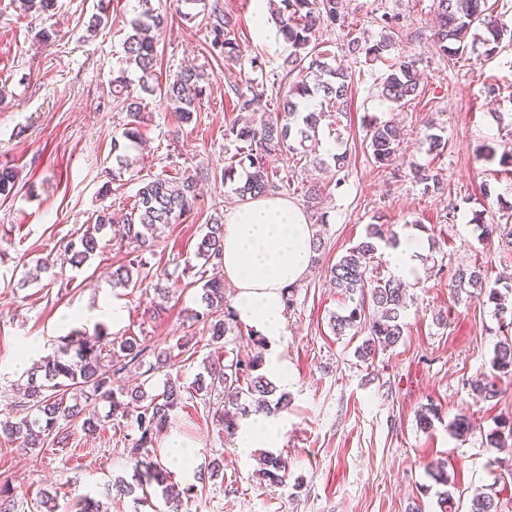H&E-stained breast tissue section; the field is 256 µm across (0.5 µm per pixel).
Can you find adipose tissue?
<instances>
[{
    "instance_id": "obj_1",
    "label": "adipose tissue",
    "mask_w": 512,
    "mask_h": 512,
    "mask_svg": "<svg viewBox=\"0 0 512 512\" xmlns=\"http://www.w3.org/2000/svg\"><path fill=\"white\" fill-rule=\"evenodd\" d=\"M426 247L420 235H402L387 253L396 275L413 280ZM312 256V226L288 200L262 196L235 210L224 226L221 266L235 290L233 309L238 322L270 342L285 335L283 293L306 276ZM280 426L279 418L253 417L237 429L236 446L243 451L274 447Z\"/></svg>"
}]
</instances>
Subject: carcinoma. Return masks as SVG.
<instances>
[{"instance_id":"carcinoma-1","label":"carcinoma","mask_w":512,"mask_h":512,"mask_svg":"<svg viewBox=\"0 0 512 512\" xmlns=\"http://www.w3.org/2000/svg\"><path fill=\"white\" fill-rule=\"evenodd\" d=\"M276 18L278 32L288 44V55L283 59L285 71L283 86L278 88L277 107L270 113L262 110L264 82L253 78L246 83V89H235L234 108L250 112L254 118L240 125L231 122L225 126L224 139L240 144L241 157L224 166V178L232 179L236 167H246L245 179L235 188L243 201L268 194L276 188L270 167L272 158L291 153L305 147V143L316 139L320 122L318 109L332 106L343 111L347 94L354 80L353 73L330 62L328 51H318L312 46L316 32L322 26L344 25L345 15L340 11V0H269ZM24 11L48 15L56 10L57 0H22ZM434 15L437 26L433 29V40L441 51L450 58L464 52L467 37H472L486 47L490 56L496 53L499 44L508 33L505 14L489 0H434ZM130 21L132 33L124 43L125 63L138 73L137 82L121 74L112 78L113 91L125 96L127 122L122 137L131 145L141 140L139 126L141 100L143 96L157 95L166 107L178 114L185 123L192 120L197 106L206 92L204 72L192 68L180 69L159 83L156 74L158 65V43L165 27V17L152 7L151 0H137ZM211 36L210 46L224 57L227 63L241 61V50L233 35L228 14L214 4L206 21ZM347 50L365 60L382 62L387 73L379 83L378 97L398 107L420 95L419 77L415 61L392 54L393 36L386 34L373 44L346 32ZM369 147L375 163L384 167L396 158L403 140L399 126L391 122L370 120L367 126ZM115 166L112 178L121 176L131 169L133 161L127 153H119V144L113 143ZM418 181L424 189L440 191L444 183L431 168L415 169ZM198 177L194 174L181 176L162 175L141 179L137 201L125 217L127 241L139 251L154 246L159 230L180 220L189 213L197 200ZM112 223L110 213L101 211L95 224L81 235L69 239L64 251L75 266L81 265L99 248V234ZM392 239L382 224H368L364 237L341 256L328 269V281L340 296L360 300L344 313L330 319L332 331L337 335L360 325L368 329L360 354L367 358L378 349L396 345L406 329L405 317L408 296L400 280L392 276H381L377 254L381 243ZM224 248V224L220 219L206 225V232L197 245L195 257L206 265H216ZM154 274L143 271V265L131 260L129 265L120 266L113 272V280L124 287L140 286ZM202 301L205 309L193 314L195 322L202 324L210 333L207 345H220L224 336L237 325L232 308L224 304L223 281L211 278L203 285ZM454 290L469 297H486L495 305L496 313L503 317L512 314V307L506 303L512 295V285L505 282L503 288L487 286L482 266L459 269L455 273ZM370 303H365V297ZM60 354L41 358L27 371L28 382L23 401L19 402L24 416L15 421H0V432L19 442V447L29 453L44 445V437L54 433L57 443L67 442L69 433L61 423L82 420V427L95 432L101 426V417L92 404L102 400L109 404L111 416L131 421L130 432L123 434L131 458L135 461L134 480L136 485H123L119 492L125 494L140 489L155 487L167 504L175 506L183 499L190 498L194 487L181 488L171 481L169 472L150 454L157 434L167 428L173 412L182 406L187 397L211 398L213 394L231 391L234 397L245 396L257 414L276 415L288 409V398L277 393V387L265 375L259 373L262 357H234L225 362L214 358L205 366L207 376H199L192 389L185 388L177 379H167L163 391L147 395L140 389L129 392L114 388L112 378L123 373L127 367L142 363L148 346L136 337L120 341L112 339L107 328L98 325L88 335L75 330L61 339ZM190 340L176 345L178 354L162 351L157 354L150 370L160 371L177 364L179 354L186 351ZM122 358L106 368L105 359L117 354ZM493 373L482 374L467 382L471 391L486 401L499 397L501 390L498 379L512 376V336L500 337L495 344L491 361ZM438 417L437 408L429 403L417 412V424L423 430L432 427ZM474 431L471 418L460 414L451 424V432L466 437ZM491 448H499L512 440V419L500 421L496 428L485 435ZM259 476L269 487L281 486L288 477V460L280 455L268 454L260 458ZM472 512H501L497 496L480 492L472 501Z\"/></svg>"}]
</instances>
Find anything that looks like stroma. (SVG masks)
Here are the masks:
<instances>
[{"instance_id": "1", "label": "stroma", "mask_w": 512, "mask_h": 512, "mask_svg": "<svg viewBox=\"0 0 512 512\" xmlns=\"http://www.w3.org/2000/svg\"><path fill=\"white\" fill-rule=\"evenodd\" d=\"M235 22L242 51L239 64L225 63L210 48L203 16L186 19L185 0H152L166 19L158 46L159 77L181 66L203 70L208 85L200 108L184 123L158 99L142 104L144 143L137 163L121 178L110 179L112 144L120 140L126 111L112 93V78L124 69L123 41L133 0H112L108 24L86 32L97 0H58L51 15L22 14L16 0H0V84L9 98L0 106V166L17 173L14 190L0 195V419L21 416L19 390L25 370L13 361L26 339L37 347L33 358L57 352L70 331L93 333L100 304L119 301L127 314L112 327L114 337L135 336L155 351L175 348L200 336L191 324L203 310V267L196 245L210 218L231 216L241 203L235 184L224 177V160L236 150L224 128L236 116L232 87L250 76V60L265 63L267 79L281 74L288 53L283 41L268 42L256 31L255 0H219ZM432 0H345V19L367 41L384 32L382 16L394 17L397 54L416 60L423 91L398 109L382 103L377 84L382 64L349 54L344 32H325L322 40L338 66L355 73L345 114L328 112L319 124L322 142L351 156L349 169L315 168L312 160L277 157L272 168L282 180L280 197L304 210L324 247L310 274L297 286L295 304L286 314V336L272 347L256 349L251 330L228 333L227 348L239 354L276 355L290 381V404L281 415L279 453L287 456L284 487L260 483L255 470L260 449L242 452L227 436L214 408L185 401L171 418L170 432L192 448L190 463L170 461L164 435L155 450L167 460L174 481L195 486L181 512H441L439 494L449 488L459 512H469L474 494L493 488L502 512H512V479L498 482L500 466L512 464V449L487 447L485 435L497 421L512 417V377L499 381L498 400L486 402L467 385L491 370L499 319L493 305L457 298L451 282L456 268L480 264L489 279L512 278V249L486 244L485 225L502 224L512 204V173L499 162L479 158L481 145L512 148V45L485 57L482 46L467 47L450 63L432 39ZM57 37L43 44L40 29ZM395 121L403 132L390 166L374 163L366 137L365 116ZM441 135V156L429 153L425 131ZM439 170L444 192L425 190L413 167ZM199 172L200 193L194 209L162 228L153 251L143 260L166 273L170 288L166 309L148 310L144 288L114 284L112 273L133 259L131 246L117 227L99 235L96 254L82 267L69 264L66 240L82 234L99 210L113 216L130 210L144 177L174 170ZM324 191L319 208L304 197L307 186ZM369 224H386L396 234L413 228L428 241L423 268L442 261L441 276H424L407 289L411 297L407 328L399 343L358 356L367 336L354 329L335 335L332 315L343 312L344 299L326 278L328 267L357 243ZM51 258L55 274L28 280L37 261ZM447 324H437V316ZM435 404L439 418L420 430L416 413ZM467 413L476 429L459 438L450 425ZM67 444L46 437L42 448L19 451L0 435V484L17 490L14 512H77L79 498L102 502L108 512H167L156 490L146 501L108 493L115 478H131L134 463L112 424L95 433L80 422L68 424ZM220 460L218 476L203 480L201 467ZM444 461L448 485L429 476L427 465Z\"/></svg>"}]
</instances>
